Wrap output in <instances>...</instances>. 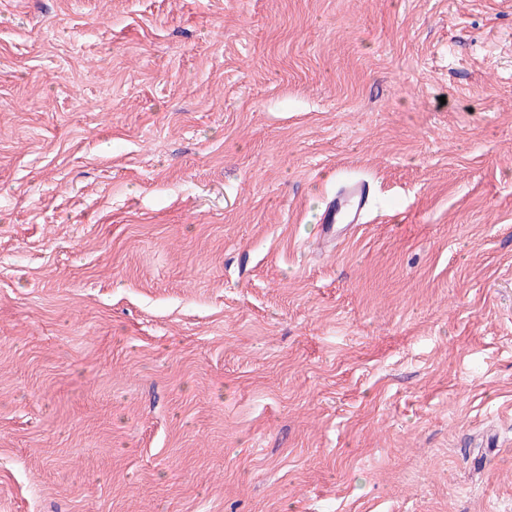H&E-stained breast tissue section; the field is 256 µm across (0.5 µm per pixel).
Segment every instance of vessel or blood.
Listing matches in <instances>:
<instances>
[{"instance_id":"vessel-or-blood-1","label":"vessel or blood","mask_w":512,"mask_h":512,"mask_svg":"<svg viewBox=\"0 0 512 512\" xmlns=\"http://www.w3.org/2000/svg\"><path fill=\"white\" fill-rule=\"evenodd\" d=\"M370 199L371 190L366 181L351 179L341 184L320 214L318 240H335L363 223Z\"/></svg>"}]
</instances>
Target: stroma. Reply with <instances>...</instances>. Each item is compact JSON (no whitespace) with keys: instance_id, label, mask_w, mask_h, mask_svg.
Here are the masks:
<instances>
[{"instance_id":"obj_1","label":"stroma","mask_w":512,"mask_h":512,"mask_svg":"<svg viewBox=\"0 0 512 512\" xmlns=\"http://www.w3.org/2000/svg\"><path fill=\"white\" fill-rule=\"evenodd\" d=\"M0 512H512V10L0 0ZM370 199V185L366 181L350 179L341 184L320 214L317 239L322 242L337 240L363 224Z\"/></svg>"}]
</instances>
